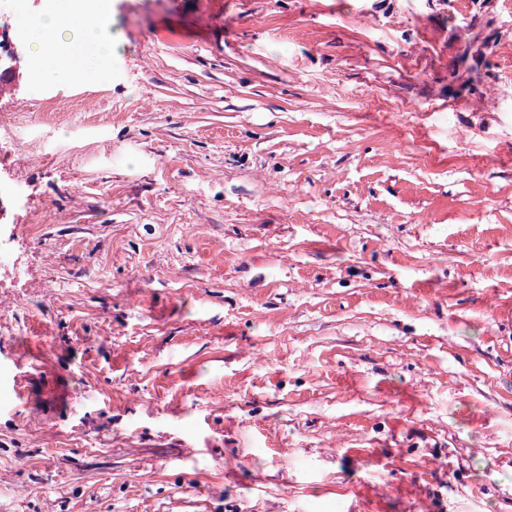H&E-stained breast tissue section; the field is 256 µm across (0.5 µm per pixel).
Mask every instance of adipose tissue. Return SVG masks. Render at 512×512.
I'll list each match as a JSON object with an SVG mask.
<instances>
[{
    "label": "adipose tissue",
    "mask_w": 512,
    "mask_h": 512,
    "mask_svg": "<svg viewBox=\"0 0 512 512\" xmlns=\"http://www.w3.org/2000/svg\"><path fill=\"white\" fill-rule=\"evenodd\" d=\"M53 38L60 48V58L78 66L86 79H104V63L123 46L119 31L112 27V16L80 12L76 0H63L59 11L34 17L27 49L40 52L46 38Z\"/></svg>",
    "instance_id": "adipose-tissue-1"
}]
</instances>
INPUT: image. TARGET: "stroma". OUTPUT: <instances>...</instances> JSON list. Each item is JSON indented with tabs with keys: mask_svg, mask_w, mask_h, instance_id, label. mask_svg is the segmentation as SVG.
I'll return each mask as SVG.
<instances>
[{
	"mask_svg": "<svg viewBox=\"0 0 512 512\" xmlns=\"http://www.w3.org/2000/svg\"><path fill=\"white\" fill-rule=\"evenodd\" d=\"M9 93L0 512H512V0H112ZM59 0H34L45 12H53ZM76 0H63L59 11L34 17L30 26L27 49L40 53L47 37H52L60 47L58 63L80 68L83 76L91 81L94 76L103 80L106 76L104 63L123 47L119 31L112 29V16L104 12L96 16L79 11ZM47 38L46 49L59 54L54 40Z\"/></svg>",
	"mask_w": 512,
	"mask_h": 512,
	"instance_id": "stroma-1",
	"label": "stroma"
}]
</instances>
